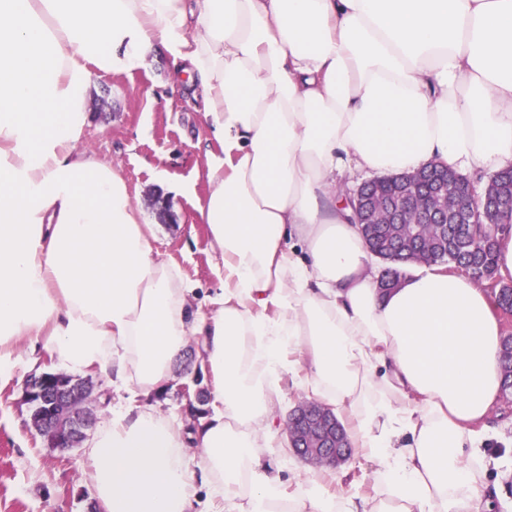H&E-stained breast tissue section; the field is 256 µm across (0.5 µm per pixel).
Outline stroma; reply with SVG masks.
Instances as JSON below:
<instances>
[{"instance_id": "35a3bbf8", "label": "stroma", "mask_w": 512, "mask_h": 512, "mask_svg": "<svg viewBox=\"0 0 512 512\" xmlns=\"http://www.w3.org/2000/svg\"><path fill=\"white\" fill-rule=\"evenodd\" d=\"M96 87L84 146L120 167L134 203L153 226V249L180 267L195 287L196 303L210 311L219 260L195 211L208 192V133L200 104L178 91L161 46L132 72L99 74ZM157 196L169 207L168 221L157 219ZM18 355L11 376L0 380V512H89L95 492L86 446L64 454L49 448L22 401L27 381L55 365L46 351L30 350L25 342Z\"/></svg>"}]
</instances>
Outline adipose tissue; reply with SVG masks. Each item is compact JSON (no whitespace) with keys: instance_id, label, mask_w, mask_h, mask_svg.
Masks as SVG:
<instances>
[{"instance_id":"obj_1","label":"adipose tissue","mask_w":512,"mask_h":512,"mask_svg":"<svg viewBox=\"0 0 512 512\" xmlns=\"http://www.w3.org/2000/svg\"><path fill=\"white\" fill-rule=\"evenodd\" d=\"M159 45L215 144L208 314L119 168L80 146L95 75ZM432 163L512 167V0H0V377L25 339L108 375L119 400L88 444L104 512H491L493 302L444 265L380 290L342 202L352 171ZM193 336L213 391L191 466L136 399ZM287 373L351 416L381 492L339 500L307 476L290 493L266 471Z\"/></svg>"}]
</instances>
